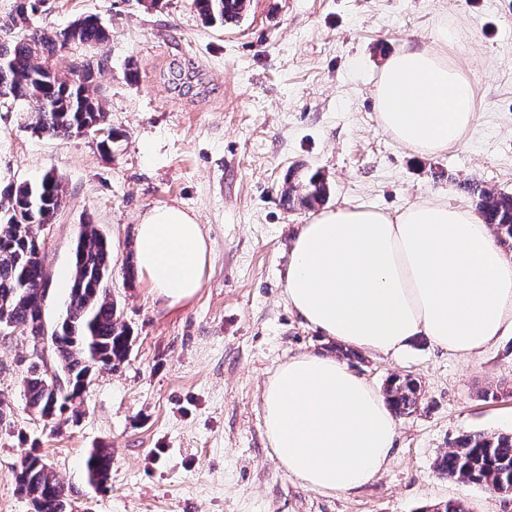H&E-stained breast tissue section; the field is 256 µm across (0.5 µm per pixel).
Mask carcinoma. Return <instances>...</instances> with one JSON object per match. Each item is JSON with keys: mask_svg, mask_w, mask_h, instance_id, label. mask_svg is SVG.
<instances>
[{"mask_svg": "<svg viewBox=\"0 0 512 512\" xmlns=\"http://www.w3.org/2000/svg\"><path fill=\"white\" fill-rule=\"evenodd\" d=\"M42 0H15L14 15L0 24V103L22 102L32 109L34 129L54 137H70L87 130L105 128V112L91 91L96 73L103 70L100 59H90L80 73L67 77L54 68V57L72 45L104 44L108 31L94 15L81 17L58 30H39L23 37L14 34L17 21L38 10ZM247 0H193V7L209 25L239 21ZM477 197L486 223L497 228L499 240L512 241V193H495L477 182L465 186ZM329 188L324 176L315 173L305 184V193L284 192L290 207L312 208L325 202ZM64 201L62 180L46 174L35 182H23L10 189L8 207L0 210V315L22 327L36 340L49 337L54 367L67 386H55L46 370L32 365L24 378L28 406L40 416L53 420L57 413L74 406L83 378L96 369L110 367L125 358L130 336L120 323L117 306L107 288L116 262L112 244L94 224L83 225L73 254V278L66 315L53 328L45 326L35 302L45 272L41 257L40 227L51 223ZM384 394L391 410L408 414L421 402L420 385L406 375L389 378ZM89 483L107 482L112 452L93 448L84 461ZM435 471L448 479L499 488L512 484V433L476 432L456 442L454 449L437 458ZM20 492L34 512H72L73 499L63 483L41 458L30 453L15 469Z\"/></svg>", "mask_w": 512, "mask_h": 512, "instance_id": "cac0c4a2", "label": "carcinoma"}]
</instances>
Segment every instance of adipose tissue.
<instances>
[{"mask_svg":"<svg viewBox=\"0 0 512 512\" xmlns=\"http://www.w3.org/2000/svg\"><path fill=\"white\" fill-rule=\"evenodd\" d=\"M451 37L441 26L432 43L390 54L373 91L380 129L420 157L458 144L474 121L473 84L440 50ZM134 247L140 273L170 303L201 288L210 252L192 213L150 209ZM286 293L309 326L366 352L395 354L424 336L466 357L512 336V259L460 204L319 212L295 236ZM263 419L279 461L312 489L354 491L393 459L396 422L385 398L333 357L282 364L266 385Z\"/></svg>","mask_w":512,"mask_h":512,"instance_id":"obj_1","label":"adipose tissue"}]
</instances>
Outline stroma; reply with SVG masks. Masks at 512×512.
<instances>
[{"label":"stroma","mask_w":512,"mask_h":512,"mask_svg":"<svg viewBox=\"0 0 512 512\" xmlns=\"http://www.w3.org/2000/svg\"><path fill=\"white\" fill-rule=\"evenodd\" d=\"M99 15L101 47L63 50L58 70L91 57L111 151L96 140L35 132V117L0 105V189L53 172L65 200L40 232L47 322L65 312L80 228L96 225L118 254L109 288L130 331L123 361L95 372L78 413L53 422L29 409L23 380L35 359L24 336L0 335V512H34L15 468L35 453L80 512H512V495L440 477L436 458L460 438L512 432V336L463 359L419 338L394 356L358 353L348 366L376 389L409 374L417 410L396 418L390 466L352 493L313 490L277 461L263 426V390L288 357L340 355L289 306L285 271L300 225L288 174L325 175L326 208L392 213L420 201L478 200L474 180L512 193V0H249L238 24L203 23L192 0H48L18 33ZM448 25L449 63L471 78L466 140L419 158L377 126L374 86L388 55ZM187 91L175 89V78ZM193 213L210 248L198 293L169 305L129 272L136 226L155 206ZM112 451L107 482L90 486V449Z\"/></svg>","instance_id":"1"}]
</instances>
